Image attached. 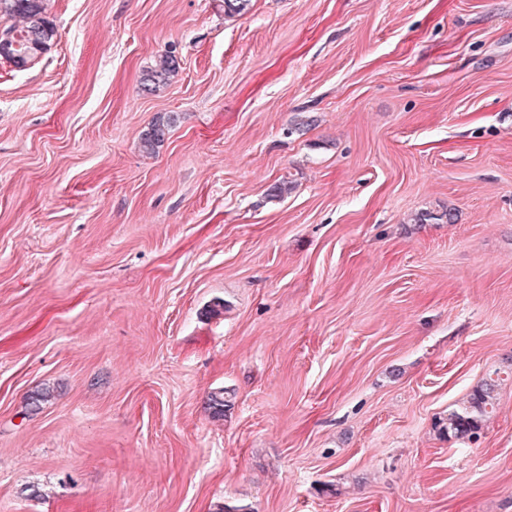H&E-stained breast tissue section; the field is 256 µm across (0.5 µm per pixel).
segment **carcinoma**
<instances>
[{
    "label": "carcinoma",
    "mask_w": 512,
    "mask_h": 512,
    "mask_svg": "<svg viewBox=\"0 0 512 512\" xmlns=\"http://www.w3.org/2000/svg\"><path fill=\"white\" fill-rule=\"evenodd\" d=\"M9 16L13 24L3 34L9 36L6 45L0 43V59L18 70H25L51 46L56 35V27L47 15V0H0V15ZM180 63L176 56L166 53L158 57L147 68L142 78V90L154 93L167 86L177 75ZM173 117L155 121L140 138L144 152L154 153L169 133ZM512 376L496 369L486 375L474 387L467 401L448 410L446 417L437 422L440 431L448 437L470 440L488 422L497 406V390L502 376Z\"/></svg>",
    "instance_id": "cac0c4a2"
}]
</instances>
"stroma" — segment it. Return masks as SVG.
Masks as SVG:
<instances>
[{
    "instance_id": "35a3bbf8",
    "label": "stroma",
    "mask_w": 512,
    "mask_h": 512,
    "mask_svg": "<svg viewBox=\"0 0 512 512\" xmlns=\"http://www.w3.org/2000/svg\"><path fill=\"white\" fill-rule=\"evenodd\" d=\"M48 9L0 59V512H512V379L434 427L512 357V0ZM13 21L2 35L9 36L7 47L1 43L0 59L17 70H25L51 46L56 27L47 15V0H0V15ZM39 15L38 22L33 19ZM180 69L178 58L171 53L158 57L151 67H148L142 78V90L154 93L167 86ZM175 119L169 116L166 120H156L140 138V145L145 153H154L157 146L162 143L169 133ZM502 374L510 378L512 376L511 371L499 369L488 373L474 387L467 401L461 406L449 409L445 418H439L436 427L439 426L440 431L446 432L448 438L470 440L475 437L496 410L497 390L503 380Z\"/></svg>"
}]
</instances>
